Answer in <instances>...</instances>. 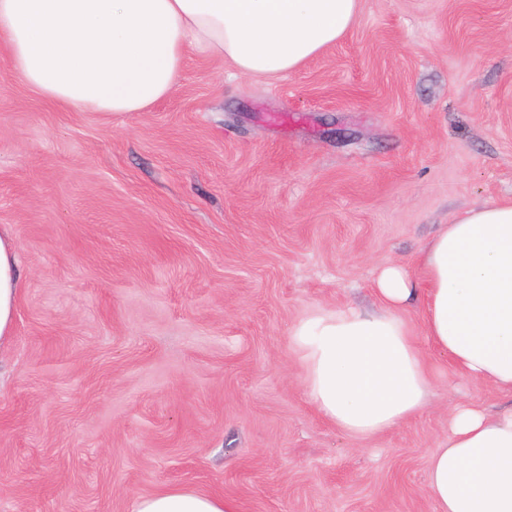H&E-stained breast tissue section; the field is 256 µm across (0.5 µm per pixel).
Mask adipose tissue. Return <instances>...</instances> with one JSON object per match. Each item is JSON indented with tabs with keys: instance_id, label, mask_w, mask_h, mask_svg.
<instances>
[{
	"instance_id": "adipose-tissue-1",
	"label": "adipose tissue",
	"mask_w": 512,
	"mask_h": 512,
	"mask_svg": "<svg viewBox=\"0 0 512 512\" xmlns=\"http://www.w3.org/2000/svg\"><path fill=\"white\" fill-rule=\"evenodd\" d=\"M359 0H0L10 71L58 106L143 112L174 90L187 49L237 73L300 69L355 24ZM420 272L379 270V311L318 309L292 328L306 397L360 438L421 414L439 368L422 356L402 312L422 302L425 338L460 376L512 395V200L459 214L422 249ZM22 287L17 245L0 227V348L14 332ZM434 512H512V405L450 410L447 440L429 457ZM133 512H239L216 494L167 487Z\"/></svg>"
}]
</instances>
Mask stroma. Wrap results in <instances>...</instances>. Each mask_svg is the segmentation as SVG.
I'll use <instances>...</instances> for the list:
<instances>
[{
    "label": "stroma",
    "mask_w": 512,
    "mask_h": 512,
    "mask_svg": "<svg viewBox=\"0 0 512 512\" xmlns=\"http://www.w3.org/2000/svg\"><path fill=\"white\" fill-rule=\"evenodd\" d=\"M0 46V226L23 287L0 352V512H132L183 486L240 512H433L449 374L370 439L307 403L317 307L375 309L441 225L512 198V0H360L299 70L188 51L146 112L53 105Z\"/></svg>",
    "instance_id": "obj_1"
}]
</instances>
